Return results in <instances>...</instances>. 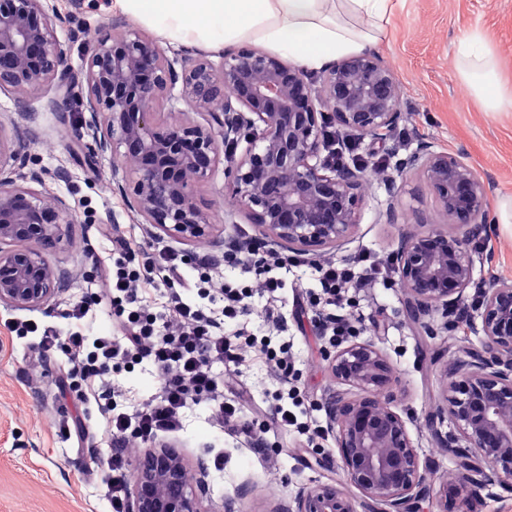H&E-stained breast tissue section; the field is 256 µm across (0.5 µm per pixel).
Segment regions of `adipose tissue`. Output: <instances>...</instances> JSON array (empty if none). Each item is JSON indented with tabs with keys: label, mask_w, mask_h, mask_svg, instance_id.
<instances>
[{
	"label": "adipose tissue",
	"mask_w": 512,
	"mask_h": 512,
	"mask_svg": "<svg viewBox=\"0 0 512 512\" xmlns=\"http://www.w3.org/2000/svg\"><path fill=\"white\" fill-rule=\"evenodd\" d=\"M395 0H102L101 10L186 47L221 50L249 43L290 58L305 71L374 49L392 22ZM456 61L491 112H512L495 52L482 35L456 44Z\"/></svg>",
	"instance_id": "obj_1"
}]
</instances>
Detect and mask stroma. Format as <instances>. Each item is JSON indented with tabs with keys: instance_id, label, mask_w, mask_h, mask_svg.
I'll return each mask as SVG.
<instances>
[{
	"instance_id": "1",
	"label": "stroma",
	"mask_w": 512,
	"mask_h": 512,
	"mask_svg": "<svg viewBox=\"0 0 512 512\" xmlns=\"http://www.w3.org/2000/svg\"><path fill=\"white\" fill-rule=\"evenodd\" d=\"M97 2L84 0L79 10L71 0L48 2L61 19L57 35L75 74L81 70L84 43L96 39L107 21ZM470 33L490 39L504 80H511L512 0H403L374 51L392 70L402 91V119L384 143L365 138L360 147L380 156L383 176L395 175L396 161L422 142L462 156L487 180L489 200L495 203L512 196V112L486 111L465 82L454 53L457 40ZM55 96V88L45 84L28 90L27 103L21 106L14 92H0V134L26 156L29 167L46 170L40 192L64 198L73 218L62 238L45 247L50 261L66 273L65 290L40 309L0 303V512H110L105 474L111 449L100 439L104 420L93 404L78 399L84 382L71 372L65 338L79 328L92 333L112 327L113 309L100 303L99 296L114 256V231L131 233L140 241L138 262L170 247L185 254L192 269L203 256L215 267L224 266V255L214 247V240L245 242L258 235L235 205L225 204L220 171L195 190L199 206L211 213L210 239L189 244L143 223L112 191V158L71 148L68 126L87 120V113L60 118L49 109ZM60 168L68 170L67 180L55 178ZM383 176H369L363 183L354 234L347 243L327 249V256L349 259L366 250L389 259L403 233L439 223V208L417 177H408L399 195L391 199ZM390 204L398 217L393 224L385 216ZM468 254L481 263L469 297H476L491 281L512 280V223L489 220L481 239L469 244ZM318 289L311 265L291 268L275 305L280 318L275 342L288 348L289 385L268 379L258 358L243 362L237 377L243 417L256 427L269 421L271 406L287 386L298 387L307 423L320 431L314 443L277 431L268 434L264 452L255 453L242 437L214 426L204 401L189 403L181 429L160 437V444L179 451L189 467L207 464L202 512H221L228 498L235 499L238 512H284L307 487L343 479L325 407L333 386L327 361L332 348L318 341L309 315L299 306L301 294ZM354 296L360 315L356 337L373 340L399 372L402 387L396 394L397 408L421 458L429 464L431 487H438L453 464L432 438L426 417L440 395V374L448 359L458 347L474 343L475 337L458 335L438 312L431 316L435 335L417 332L407 317L406 296L397 275L358 289ZM80 301L89 314L78 322L69 313L72 304ZM26 321L51 328L58 337L38 364L33 361L30 336L16 330L17 324ZM109 377L122 389L123 408L129 413L158 393L155 370L146 360L112 370ZM71 417L80 419L82 439L67 438L62 432L63 422ZM219 453L224 456L220 470L212 465ZM245 483L252 491L238 497Z\"/></svg>"
}]
</instances>
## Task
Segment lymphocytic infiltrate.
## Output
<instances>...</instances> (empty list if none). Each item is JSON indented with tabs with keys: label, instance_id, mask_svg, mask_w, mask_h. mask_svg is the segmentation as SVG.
I'll return each instance as SVG.
<instances>
[{
	"label": "lymphocytic infiltrate",
	"instance_id": "lymphocytic-infiltrate-1",
	"mask_svg": "<svg viewBox=\"0 0 512 512\" xmlns=\"http://www.w3.org/2000/svg\"><path fill=\"white\" fill-rule=\"evenodd\" d=\"M118 260L106 274L102 297L116 308L120 316L118 328L121 338L109 335L96 337L74 331L67 338L74 369L90 380L86 400L94 402L107 415L103 435L117 441L112 455L109 479L112 512H126V486L130 480L129 458L136 448L159 436L176 431L181 425L182 410L188 402L212 401V420L228 433L243 437L251 446L262 447L271 429L304 432L305 423L292 409L298 400L296 390H289L271 411L269 424L254 429L241 421L238 401L224 399L226 389L232 388L233 373L217 378L214 363L245 360L251 349H260L266 356V365L272 378L287 382L290 365L287 347L272 348L270 337L226 335L224 324L236 319L246 309L248 288H237L216 276L212 269H204L196 283L197 290H215L223 301L221 317L208 316L195 298L181 293L170 298L169 313L157 320L143 293L145 277L139 267L126 264L132 256L133 242L128 236L118 240ZM247 262L255 269L254 288L276 298L285 286L278 270L291 266V259L272 251L252 250L241 253L230 247L224 251L225 265ZM320 291L310 296L309 303L319 311V326L330 344L337 345L352 337L359 322L352 314L351 292L374 285L386 279L387 268L369 255L362 254L348 261L325 259L317 262ZM143 359L155 367L160 394L136 413L122 411V393L112 386L107 372Z\"/></svg>",
	"mask_w": 512,
	"mask_h": 512
}]
</instances>
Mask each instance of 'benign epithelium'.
Listing matches in <instances>:
<instances>
[{
	"label": "benign epithelium",
	"mask_w": 512,
	"mask_h": 512,
	"mask_svg": "<svg viewBox=\"0 0 512 512\" xmlns=\"http://www.w3.org/2000/svg\"><path fill=\"white\" fill-rule=\"evenodd\" d=\"M44 2L0 0V91L22 94L55 82L63 94L53 111L91 113L69 137L80 147L89 137V149L112 156V190L143 223L186 242L209 237L212 224L195 188L224 163V145L243 142L240 158L225 170L224 189L257 228V242L319 255L351 237L365 169L328 165L324 128L336 124L381 139L397 125L400 88L377 57L334 63L315 89L301 70L251 45L217 61L185 50L170 57L115 21L85 47L78 83ZM159 100L169 104L164 118L152 109ZM10 161L26 167L0 136V303L36 309L65 287V273L42 246L61 238L71 211L63 198L27 186L42 183V171L4 175ZM396 166L422 180L444 219L404 234L394 255L410 314L432 336L434 310L462 309L482 341L448 360L436 412L449 424L437 433L439 444L457 461L438 489L440 512H450L493 485L512 484V281H496L477 295L473 310L464 308L476 273L467 245L480 236L489 205L475 168L428 144ZM328 368L336 383L326 401L328 426L347 484L318 483L286 512H357L349 486L378 512H413L426 491L427 466L396 409L393 365L366 339L338 348ZM206 473L202 464L188 470L170 448L137 457L129 512H201L197 492L205 491Z\"/></svg>",
	"instance_id": "benign-epithelium-1"
}]
</instances>
